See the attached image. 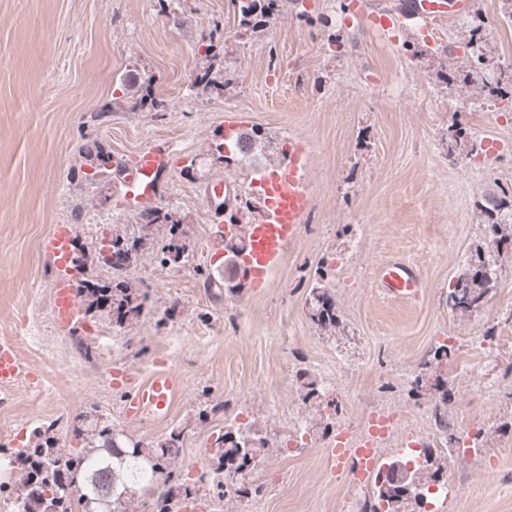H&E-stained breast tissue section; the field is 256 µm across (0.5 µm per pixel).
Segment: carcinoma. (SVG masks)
Wrapping results in <instances>:
<instances>
[{"mask_svg": "<svg viewBox=\"0 0 512 512\" xmlns=\"http://www.w3.org/2000/svg\"><path fill=\"white\" fill-rule=\"evenodd\" d=\"M243 22L251 28L263 29L278 11V0H235ZM136 85L121 80L118 90L126 96L136 95L134 106L147 107L149 111H160L167 107L166 101L153 96L151 84ZM85 164L92 172L86 179L102 177L108 181L121 178L129 167L123 159L112 154V149L97 140L84 144ZM173 210L166 206H147L141 211L138 231L127 235L112 234L111 254H99V259L112 268V284L106 285L92 279L81 280L78 295L87 303V309L110 305L112 319L121 325L140 316L148 301V293L128 286L122 279L142 252L151 249L162 265H177L188 262L185 232L180 225L170 221ZM483 272L471 273L461 278L448 292V307L452 310L472 311L481 307L496 278L491 265H482ZM309 317L322 330H333L338 324L335 304L318 277L309 291ZM224 426V441L228 445L212 452L214 468L209 471L210 481L224 486V479L237 476L242 490L248 496L246 483L252 478L253 469L246 468L250 462L259 461L267 451L268 440L263 430L256 428L245 443L233 440L230 429ZM185 430H172L155 446H145L134 441L123 431L103 424L85 433L83 445L77 453H63L56 446L52 429H42L41 441L31 448L14 452L12 463L31 467V477L22 485L26 490L16 495V512H137L133 509L137 491L134 485H143L142 493L149 494V501L142 506L149 512H176L178 502L196 501L206 491L205 482L189 481L174 468L175 461L183 449ZM444 470V456H427L424 469L402 472L396 482L384 484L377 492L389 503L388 512H408L416 502L415 489L427 480L438 477Z\"/></svg>", "mask_w": 512, "mask_h": 512, "instance_id": "cac0c4a2", "label": "carcinoma"}]
</instances>
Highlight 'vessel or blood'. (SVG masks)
<instances>
[{
	"label": "vessel or blood",
	"instance_id": "1",
	"mask_svg": "<svg viewBox=\"0 0 512 512\" xmlns=\"http://www.w3.org/2000/svg\"><path fill=\"white\" fill-rule=\"evenodd\" d=\"M475 0H410L406 11L372 15V22L383 31L401 30L411 24L451 19L472 12ZM310 154L306 145L292 147L282 176L270 181L257 179L255 186L265 195L266 202L259 219L246 227L222 225L226 235L244 233L246 249L237 256L236 264L251 285L257 286L271 275L283 254L296 241L302 219L310 202L308 168ZM167 164V156L157 149L139 153L126 175L125 200L129 205L155 200L158 186L157 171ZM40 250L56 272L53 320L61 326L80 322L81 309L76 301L75 282L78 277L73 262V231L71 225L56 224L42 238ZM376 279L385 295L404 299L415 297L423 282L415 270L401 261L381 266ZM27 366L19 359L9 338H0V400L9 398L21 379L29 377ZM181 379L173 371L158 369L127 393L123 411L127 420L166 419L181 390ZM332 460L349 461L355 480H365L377 467L379 453L369 443L349 448L338 445L331 451Z\"/></svg>",
	"mask_w": 512,
	"mask_h": 512
}]
</instances>
